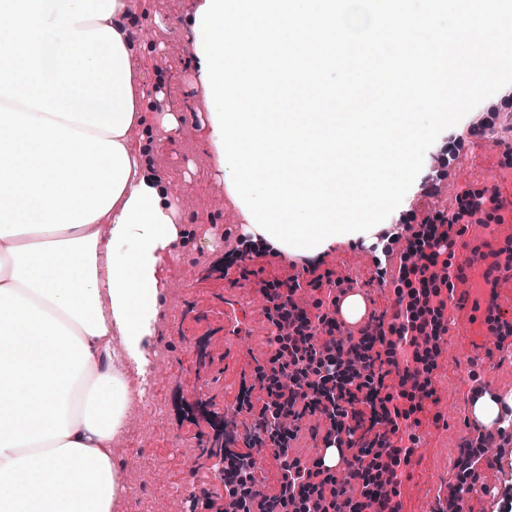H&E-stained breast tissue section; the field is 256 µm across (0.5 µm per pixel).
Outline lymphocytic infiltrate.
<instances>
[{
	"label": "lymphocytic infiltrate",
	"mask_w": 512,
	"mask_h": 512,
	"mask_svg": "<svg viewBox=\"0 0 512 512\" xmlns=\"http://www.w3.org/2000/svg\"><path fill=\"white\" fill-rule=\"evenodd\" d=\"M498 196L477 193L469 201H458L454 212L435 211L413 233L400 258L399 288L396 293L403 309L390 324L375 323L360 331L359 338L337 343V324L328 312L308 315L294 301L303 290L302 273L289 275L285 286L289 300L274 304L275 332L270 338L275 351L268 367L257 368V387H241L238 405L250 404L254 389L265 390L267 398L259 409L256 428L268 435L280 463L282 481L278 492L265 496V512H311L317 501H325L330 512H404L403 468L415 454L413 446L399 445L388 464L390 488L385 494L373 491L371 449L358 445L357 431L383 428L399 437L408 420L421 411L416 396L432 397V373L436 364L422 348L425 325L417 309L425 307L441 315L446 303L443 286L450 283V260L444 259V244L450 239V225L472 223L487 211L498 210ZM362 349L361 368L340 386L330 407H323L316 391L323 379L336 373L343 350ZM398 380L389 383V372ZM324 411L330 427L323 438L325 447L337 448L349 474L359 484L351 492L338 482L324 457L306 463L289 457L288 442L295 439L299 422L309 414Z\"/></svg>",
	"instance_id": "obj_1"
}]
</instances>
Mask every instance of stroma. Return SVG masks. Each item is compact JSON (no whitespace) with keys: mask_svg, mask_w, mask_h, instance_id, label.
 <instances>
[{"mask_svg":"<svg viewBox=\"0 0 512 512\" xmlns=\"http://www.w3.org/2000/svg\"><path fill=\"white\" fill-rule=\"evenodd\" d=\"M202 0H148L149 22L141 36L149 48L138 60V72L150 89L157 118L174 114L178 134L157 127L156 171L167 179L179 223L195 234L185 250L160 271L163 305L149 339L151 353L165 363L152 377L144 403H133L128 426L114 444V461L125 493L121 512H224V461L211 456L206 443L213 417L234 408L242 379H253L257 367L273 354V325L264 310L262 287L285 280L288 261L241 244L245 217L218 170L208 139L206 115L194 111L204 90L197 77L193 29ZM512 158L507 148L468 135L464 123L444 130L427 151L422 175L435 191H408L390 220L391 259L378 275L369 240L339 242L313 260L317 273L333 272L352 280L368 294L375 316L392 318L398 309L397 269L411 229L437 210L454 211L459 199L499 185L512 194V182L495 181ZM232 302L246 328L224 331V304ZM470 313L455 309L444 316L447 344L437 358L432 380L435 394L423 400L411 474L404 486L405 512H426L438 481L454 482L448 450L462 434L479 436L489 425L465 419L472 382L470 369L502 401L512 400V360L473 354ZM205 401L207 414L185 417L188 406ZM254 414L240 412V440L252 441L266 492L279 489L281 473L271 441L253 438Z\"/></svg>","mask_w":512,"mask_h":512,"instance_id":"35a3bbf8","label":"stroma"}]
</instances>
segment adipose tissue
Returning a JSON list of instances; mask_svg holds the SVG:
<instances>
[{"label":"adipose tissue","mask_w":512,"mask_h":512,"mask_svg":"<svg viewBox=\"0 0 512 512\" xmlns=\"http://www.w3.org/2000/svg\"><path fill=\"white\" fill-rule=\"evenodd\" d=\"M143 0H0V512H117L159 270L193 231L152 172Z\"/></svg>","instance_id":"obj_1"}]
</instances>
